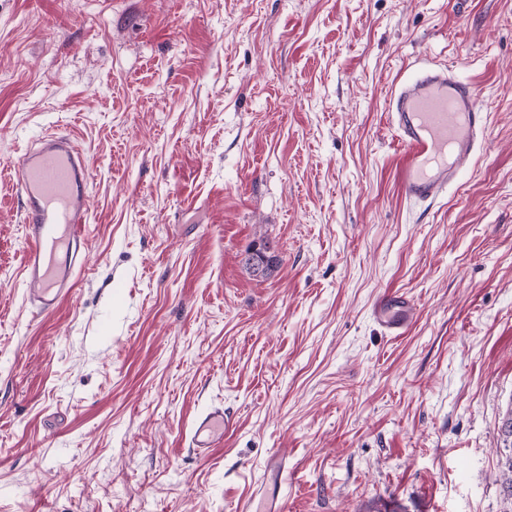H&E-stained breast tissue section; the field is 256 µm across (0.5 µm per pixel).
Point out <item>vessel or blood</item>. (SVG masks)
Wrapping results in <instances>:
<instances>
[{
  "label": "vessel or blood",
  "mask_w": 512,
  "mask_h": 512,
  "mask_svg": "<svg viewBox=\"0 0 512 512\" xmlns=\"http://www.w3.org/2000/svg\"><path fill=\"white\" fill-rule=\"evenodd\" d=\"M389 125L402 143L400 186L413 203L434 201L457 183L488 123L471 83L436 64L403 81L389 102ZM10 174L21 190L26 227L23 276L34 315L53 313L69 297L79 249L88 220L90 169L70 136L48 133L12 157ZM413 307L397 292L383 294L373 315L388 335L400 336L410 325ZM237 422L223 407L197 414L191 424L190 448L209 456ZM284 457H274L264 471L256 496L238 512H279Z\"/></svg>",
  "instance_id": "vessel-or-blood-1"
}]
</instances>
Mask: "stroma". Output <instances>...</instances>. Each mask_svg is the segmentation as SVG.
Returning <instances> with one entry per match:
<instances>
[{
	"instance_id": "stroma-1",
	"label": "stroma",
	"mask_w": 512,
	"mask_h": 512,
	"mask_svg": "<svg viewBox=\"0 0 512 512\" xmlns=\"http://www.w3.org/2000/svg\"><path fill=\"white\" fill-rule=\"evenodd\" d=\"M428 60L489 125L416 205L387 103ZM48 131L91 168L86 261L32 317L0 177V512H236L280 450L282 512L511 506L512 0H0V168ZM263 248L252 251H247L246 256L243 259L244 266L251 271L255 276L266 277L268 276L274 269H276L281 262L280 257L275 256L273 259H269L266 263L264 261V254L262 252ZM274 266V267H273ZM273 269H270L272 268ZM413 306L397 292L383 294L373 307V315L389 336H402L410 326ZM502 444L508 449V454H501L499 458V478L502 480V488L507 495V500L511 503V508L506 512L512 511V404L506 410L501 426ZM235 418L221 406H213L197 414L191 424L189 447L199 456H209L224 440V435L236 429Z\"/></svg>"
}]
</instances>
